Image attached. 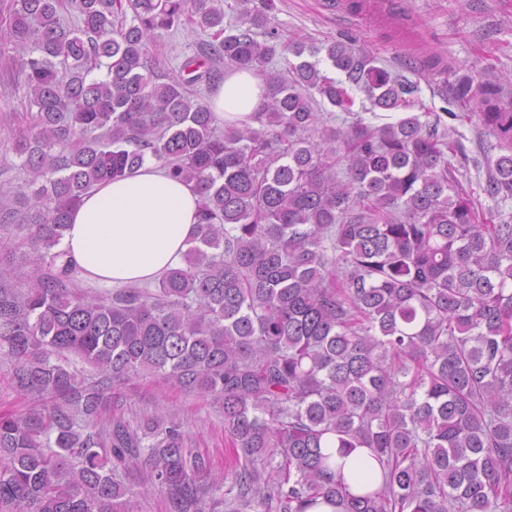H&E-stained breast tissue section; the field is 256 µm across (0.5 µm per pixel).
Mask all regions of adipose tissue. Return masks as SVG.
<instances>
[{
  "instance_id": "adipose-tissue-1",
  "label": "adipose tissue",
  "mask_w": 512,
  "mask_h": 512,
  "mask_svg": "<svg viewBox=\"0 0 512 512\" xmlns=\"http://www.w3.org/2000/svg\"><path fill=\"white\" fill-rule=\"evenodd\" d=\"M264 95L250 71H231L209 99L225 123L250 122ZM193 185L171 178L154 163L93 186L71 212L61 248L84 280L100 286L143 284L181 263L198 222ZM351 493L379 488L382 473L369 449L334 456Z\"/></svg>"
}]
</instances>
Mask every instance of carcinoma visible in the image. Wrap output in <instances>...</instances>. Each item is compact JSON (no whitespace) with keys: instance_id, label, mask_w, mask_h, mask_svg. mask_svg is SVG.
Here are the masks:
<instances>
[{"instance_id":"cac0c4a2","label":"carcinoma","mask_w":512,"mask_h":512,"mask_svg":"<svg viewBox=\"0 0 512 512\" xmlns=\"http://www.w3.org/2000/svg\"><path fill=\"white\" fill-rule=\"evenodd\" d=\"M239 2L228 33L219 0H7L0 56L29 113L20 164L0 165L25 175L0 188V350L37 405L0 415V506L127 512L134 477L167 512H512V222L475 207L453 144L417 114L317 127L312 92L350 103L322 52L375 108L412 107L415 86L342 42L286 44L272 0ZM184 24L212 41L163 82L149 41ZM280 47L297 62L264 73L258 126H219L192 87ZM454 94L478 100L504 150L490 192L512 197V100L468 75ZM147 162L196 187L193 245L152 287H83L60 249L72 208ZM140 373L223 401L233 469L192 448L178 413L102 418ZM327 435L370 449L380 488L352 494Z\"/></svg>"}]
</instances>
